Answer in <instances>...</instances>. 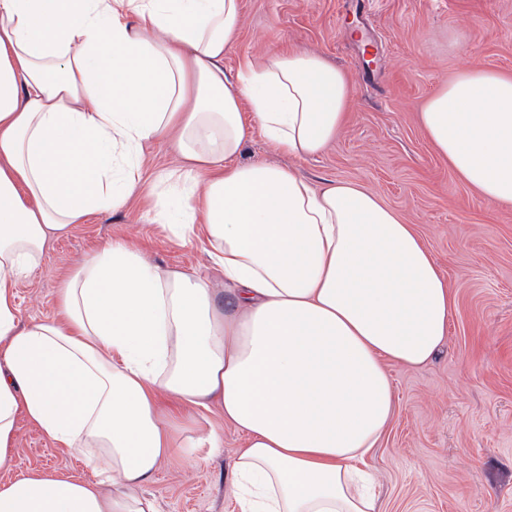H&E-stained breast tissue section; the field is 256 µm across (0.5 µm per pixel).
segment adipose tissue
Returning <instances> with one entry per match:
<instances>
[{
	"label": "adipose tissue",
	"instance_id": "adipose-tissue-1",
	"mask_svg": "<svg viewBox=\"0 0 512 512\" xmlns=\"http://www.w3.org/2000/svg\"><path fill=\"white\" fill-rule=\"evenodd\" d=\"M240 24V0H0V468L23 418L92 472L23 473L0 484V512H158L145 487L162 460L221 445L178 436L177 409L213 407L244 438L239 512H377L367 458L394 414L390 369L435 357L455 295L372 192L240 162L242 101L305 159L336 139L352 89L292 48L225 73ZM418 119L482 199L512 207L511 73L462 70ZM155 138L185 161L150 192L158 221L205 234L223 289L108 242L52 317L21 324L16 288L48 240L122 208Z\"/></svg>",
	"mask_w": 512,
	"mask_h": 512
}]
</instances>
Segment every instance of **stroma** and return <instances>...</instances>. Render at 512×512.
Listing matches in <instances>:
<instances>
[{"label": "stroma", "instance_id": "obj_1", "mask_svg": "<svg viewBox=\"0 0 512 512\" xmlns=\"http://www.w3.org/2000/svg\"><path fill=\"white\" fill-rule=\"evenodd\" d=\"M239 34L224 53L237 74L264 55L295 48L347 70L352 103L336 141L318 156L275 152L251 131L241 162L292 167L313 187L355 182L415 226L456 306L434 360L392 367L394 419L368 463L379 512H512V208H494L461 181L423 133L424 101L467 67L512 72V0H241ZM172 141L144 143L142 188L121 210L96 214L51 238L34 274L16 288L22 322L52 316L64 279L106 241L133 244L151 262L221 275L204 240L185 245L145 201L177 172ZM224 446L206 458L163 462L148 492L160 512H237L232 463L242 435L207 412ZM89 477L81 451H64L27 421L10 469Z\"/></svg>", "mask_w": 512, "mask_h": 512}]
</instances>
